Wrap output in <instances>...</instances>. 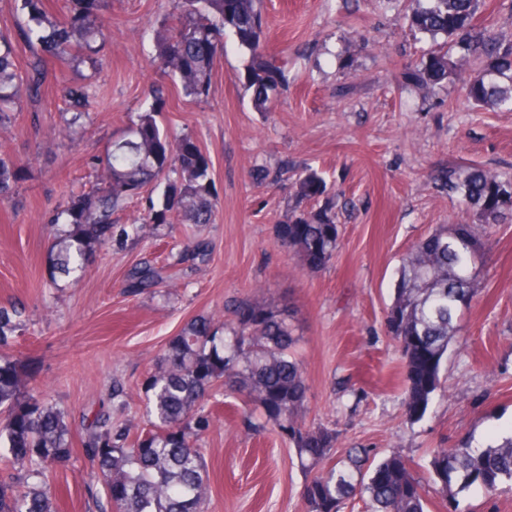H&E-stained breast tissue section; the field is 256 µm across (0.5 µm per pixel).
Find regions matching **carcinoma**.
I'll list each match as a JSON object with an SVG mask.
<instances>
[{
	"instance_id": "carcinoma-1",
	"label": "carcinoma",
	"mask_w": 512,
	"mask_h": 512,
	"mask_svg": "<svg viewBox=\"0 0 512 512\" xmlns=\"http://www.w3.org/2000/svg\"><path fill=\"white\" fill-rule=\"evenodd\" d=\"M18 2V32L0 31V130L13 127L23 102L39 96L52 76L48 62L94 66L108 36V0H66L54 14L46 0ZM416 2L406 15L409 30L437 42L416 73L422 91L434 92L455 74L464 78L466 98L475 106L512 108V43L478 28L480 0ZM228 33L247 57L244 87L263 112L282 82L281 67L263 48V0H177L171 23L157 32L152 65L176 78L185 96L205 101ZM18 40L34 50L24 72L16 64ZM65 94L67 129L79 134L89 117V89L71 86ZM166 104L163 88H153L128 134L91 162L102 168L96 182L71 195L53 215L58 228L48 256L51 274L79 278L95 253L139 238L147 224L213 221L218 199L210 158L192 136L170 137L158 121ZM21 179V166L0 153L1 205L23 207ZM151 184L163 186L161 202H149L132 224H113L112 214ZM447 185L476 212L478 223L442 225L416 241L402 258L386 312L404 368L403 403L412 419L426 412L448 344L461 332L463 315L477 295L491 249L487 228L512 213L511 175L468 166L449 172ZM305 201L314 205L304 208ZM276 230L304 269L316 272L332 261L339 247L338 214L317 171L297 174L296 202ZM205 256L200 243L163 267H136L127 277V291H149ZM233 313L229 327L197 315L168 340L160 362L141 383L149 428L133 435L129 425L113 421L112 413L126 407L119 384L112 385V406L95 412L85 425L86 459L116 512H204L210 484L200 441L213 425L209 401L219 387L243 397L245 413L262 419L256 427L271 426L293 446L300 465L314 472L303 492L307 512H342L357 494L365 512H427L424 486L406 456L393 453L375 462L369 449L351 448L335 460L336 430L306 425L310 387L293 353L299 337L292 312L243 299L233 304ZM22 316L15 305L0 306V457L16 470L0 477V512H56L47 470L72 458V429L67 412L30 388L23 361L10 353ZM430 473L450 512H459L460 499L473 491L512 487V433L486 445L468 436L453 448H436Z\"/></svg>"
}]
</instances>
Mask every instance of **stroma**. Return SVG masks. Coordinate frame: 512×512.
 <instances>
[{"label":"stroma","mask_w":512,"mask_h":512,"mask_svg":"<svg viewBox=\"0 0 512 512\" xmlns=\"http://www.w3.org/2000/svg\"><path fill=\"white\" fill-rule=\"evenodd\" d=\"M409 0H264L268 54L285 64L280 92L256 111L238 75L244 57L233 38L214 67L206 101L165 81L162 124L190 135L209 155L220 200L214 223L178 225L173 237L147 233L100 251L79 283L51 277L50 219L70 192L89 183L90 158L104 155L136 121L155 81L149 58L174 0H110L112 28L97 65L64 69L89 85L83 136L63 131V100L48 85L25 103L0 152L24 170L20 210L0 205V305L25 309L17 354L30 384L64 408L82 430L121 382L128 416L139 419L140 383L164 344L192 317L231 322L234 301L291 307L310 384L306 422L339 434L337 452L402 453L428 477L429 452L473 435L512 429V216L491 229L493 249L478 301L448 347L440 385L422 419L402 403L403 364L386 327L401 259L442 224H472L475 213L450 197L440 176L471 164L512 173V111L476 108L458 80L422 97L414 73L429 39L403 26ZM310 168L336 198L340 243L332 264L309 272L282 245L276 226L295 203V178ZM209 244V255L159 293L124 291L142 261L163 266L171 248ZM204 438L212 493L206 512H305L308 474L288 443L244 428L240 397L217 393ZM49 480L58 512H101L82 448Z\"/></svg>","instance_id":"obj_1"}]
</instances>
